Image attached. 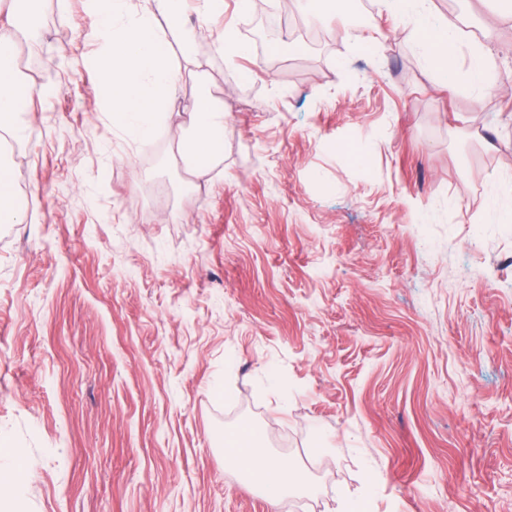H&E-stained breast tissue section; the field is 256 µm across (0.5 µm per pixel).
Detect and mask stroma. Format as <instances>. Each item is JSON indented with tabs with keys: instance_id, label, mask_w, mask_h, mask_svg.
I'll use <instances>...</instances> for the list:
<instances>
[{
	"instance_id": "35a3bbf8",
	"label": "stroma",
	"mask_w": 512,
	"mask_h": 512,
	"mask_svg": "<svg viewBox=\"0 0 512 512\" xmlns=\"http://www.w3.org/2000/svg\"><path fill=\"white\" fill-rule=\"evenodd\" d=\"M325 41L261 35L283 0H224L150 144L102 112L85 0L9 157L41 206L0 224V437L26 477L0 512H282L224 460L259 429L301 512H512V84H441L416 21L349 0ZM512 71V0H466ZM244 32L245 54L217 48ZM224 157L174 144L200 90ZM183 112L192 136L178 138L175 146L191 175L204 178L224 156V101L202 93Z\"/></svg>"
}]
</instances>
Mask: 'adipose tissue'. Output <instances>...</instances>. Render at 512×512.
I'll return each instance as SVG.
<instances>
[{
  "instance_id": "1",
  "label": "adipose tissue",
  "mask_w": 512,
  "mask_h": 512,
  "mask_svg": "<svg viewBox=\"0 0 512 512\" xmlns=\"http://www.w3.org/2000/svg\"><path fill=\"white\" fill-rule=\"evenodd\" d=\"M380 9L408 17L422 16L420 42L429 64L440 82L447 86L466 80L478 89L491 85L493 62L480 41H472L468 68L459 65L461 30L449 19H440L428 9V0H377ZM7 14V33L0 35V223L20 224L28 212L39 205L37 192L19 195L10 165L3 160L12 143L27 140V128L22 114L31 97L46 99L55 91L45 88L37 95L26 91L19 69V47L23 41L35 38L38 29L25 22L22 13L28 0H11ZM184 112L190 137L175 143L191 175L203 178L224 156V103L208 94H200L188 103ZM224 458L254 485L261 487L271 503L299 489L294 472L280 461L265 456L261 450V435L250 430L224 440Z\"/></svg>"
}]
</instances>
